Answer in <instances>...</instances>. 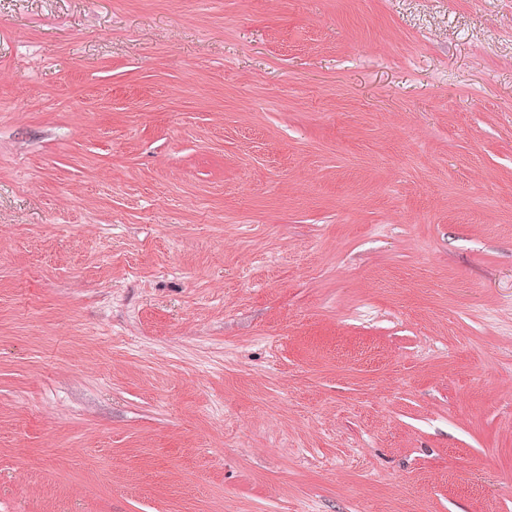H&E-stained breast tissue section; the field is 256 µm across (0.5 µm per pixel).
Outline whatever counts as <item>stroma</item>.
Returning <instances> with one entry per match:
<instances>
[{
    "mask_svg": "<svg viewBox=\"0 0 512 512\" xmlns=\"http://www.w3.org/2000/svg\"><path fill=\"white\" fill-rule=\"evenodd\" d=\"M0 512H512V0H0Z\"/></svg>",
    "mask_w": 512,
    "mask_h": 512,
    "instance_id": "obj_1",
    "label": "stroma"
}]
</instances>
